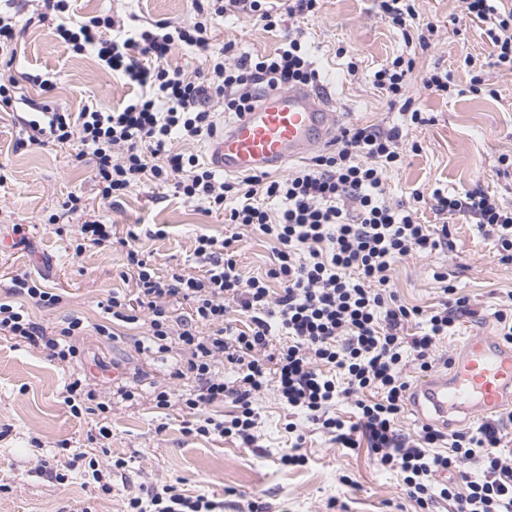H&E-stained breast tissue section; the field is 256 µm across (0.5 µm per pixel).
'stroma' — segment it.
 <instances>
[{
  "instance_id": "1",
  "label": "stroma",
  "mask_w": 512,
  "mask_h": 512,
  "mask_svg": "<svg viewBox=\"0 0 512 512\" xmlns=\"http://www.w3.org/2000/svg\"><path fill=\"white\" fill-rule=\"evenodd\" d=\"M76 17L135 13L140 19L183 25L194 17L193 0H74ZM421 21L437 28L431 45L418 55L408 94L422 111L427 125L409 129L407 138L422 149L409 154L387 179L392 200L411 201L413 191L430 193L441 187L459 195L480 189L512 202V174L498 171L500 154L512 152V76L490 68L484 74L487 94L469 93L471 74L466 55L486 56L488 41L478 23L462 14L461 0H417ZM34 0H0V11L13 16L19 33L12 74H50L55 87L42 92L24 86L26 96L49 100L53 107L80 111L85 105L103 110L118 106L131 88L106 73L93 52L66 50L54 35V21L32 22ZM321 77L334 81L336 125L398 123L397 108L373 85V75L399 54L409 53L402 33L378 7L377 0H323L319 12L298 22ZM234 43L238 52L267 55L280 39L247 19L216 21L211 44L222 49ZM357 73L348 76V64ZM448 72L457 92L442 99L424 93L421 77L427 71ZM0 110V276L27 273L63 293L61 308L30 307L35 322L58 323L67 312L83 316L87 329L79 337L78 369L89 383L101 386L119 379L138 388L141 397L130 405H116L109 423L111 452L128 460L126 469L112 473V492L99 493L87 484L81 470L67 469L65 458L99 455L89 439L91 416L73 417L60 398L68 369L49 361L34 347H18L0 339V512H119L127 496H143L152 487L181 478L188 494H215L224 499V512H236L241 499L255 502L258 512H415L416 504L396 473L379 468L367 447H337L303 416H289L274 391L256 394L261 414L259 445L242 448L232 440L185 434L184 411L178 406L155 408L157 384L173 394L182 386L170 379L172 359L139 351L142 328L130 325L109 341L95 327L104 323L99 301L124 291L123 257L119 250H73L74 229L86 210L101 215L118 235L132 224H163L164 237L142 236L137 248L148 256L158 274L186 267L197 235L219 237L232 233L219 213L187 201L172 186L147 182L112 205L99 202L88 161L78 160L75 148L19 146L21 117ZM82 195L85 211L66 213L69 193ZM59 215L49 223V215ZM422 222L447 225L448 245L430 255L411 254L392 265L391 282L400 300L424 309L439 306L445 297L433 274L447 272L460 294L469 297L476 316L460 320L452 336L436 345L435 368L443 371L459 356L466 337L498 339L496 312L512 292V266L499 262L493 241L474 219L435 213L431 204L419 207ZM30 227L28 246L12 244L11 227ZM295 421V434L284 429ZM165 431H158L159 423ZM304 438L306 466L289 468L280 462L294 435ZM69 443L60 452L57 443Z\"/></svg>"
}]
</instances>
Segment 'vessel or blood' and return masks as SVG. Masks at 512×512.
<instances>
[{"instance_id": "obj_1", "label": "vessel or blood", "mask_w": 512, "mask_h": 512, "mask_svg": "<svg viewBox=\"0 0 512 512\" xmlns=\"http://www.w3.org/2000/svg\"><path fill=\"white\" fill-rule=\"evenodd\" d=\"M335 102L328 89L296 86L269 90L257 105L225 125L208 147V159L227 174L278 171L306 156L330 137L336 126ZM512 404V344L471 336L446 374L419 384L417 411L448 425L450 417L489 418Z\"/></svg>"}]
</instances>
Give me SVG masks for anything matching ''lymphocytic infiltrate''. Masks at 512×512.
Returning <instances> with one entry per match:
<instances>
[{"instance_id":"lymphocytic-infiltrate-1","label":"lymphocytic infiltrate","mask_w":512,"mask_h":512,"mask_svg":"<svg viewBox=\"0 0 512 512\" xmlns=\"http://www.w3.org/2000/svg\"><path fill=\"white\" fill-rule=\"evenodd\" d=\"M36 2L38 21L57 18L55 35L66 49L93 51L103 69L121 74L132 92L109 111L86 106L63 112L20 91L24 82L51 91L49 75L0 73V106L21 103L33 112L23 122L24 145L78 144L92 163L101 203L114 204L146 181L170 182L185 199L223 212L225 223L236 228L222 238L198 235L193 252L198 273L179 269L165 277L135 248L139 225L118 241L111 225L96 217L76 231L78 254L120 245L135 284L133 295L116 293L100 302L102 312L126 324H146L140 348L175 360L171 376L185 391L176 398L155 391L156 408L179 404L187 415L186 433L254 448L259 414L253 397L270 388L289 414L306 416L334 443L351 450L367 444L381 468L402 477L421 512L439 498L454 512H512V444L499 424L447 432L424 423L412 434L400 425L410 389L407 362L429 372L437 342L471 312L468 299L442 272L434 278L448 300L431 310L402 303L390 287L396 259L432 253L448 238L447 231L422 222L421 192H413L414 202L407 206L386 198L388 174L404 164L408 152L420 149L407 142L405 129L429 122L408 94L414 57L397 56L374 74V86L400 103V124L344 128L329 148L284 176L253 173L227 180L197 155L174 150V140L214 139L222 130L221 114L250 111L262 90L310 85L319 73L301 34H286L268 55L242 54L231 43L216 51L210 44L212 20L247 17L274 32L292 18L318 13L321 0H287L283 10L269 0H194V21L179 26L162 20L131 24L114 15L79 20L71 0ZM380 7L403 34H416L420 47L429 46L435 26L420 21L415 0H380ZM463 13L485 24L491 44L487 57L464 59L473 72L470 91L478 94L483 68L512 74V0H463ZM183 44L204 56L206 72L189 76L169 66ZM430 196L437 213L473 217L493 238L499 262L512 265V205L480 189L462 196L436 189ZM245 231L272 246L273 264L265 277L245 275L237 264ZM175 301L189 305V316L174 315ZM62 302V294L40 280L13 276L0 290V338L42 349L61 365L77 362L84 319L69 314L47 327L27 310L31 304L51 310ZM232 303L247 318L245 329L228 319ZM411 324L418 333H407ZM137 395L128 385L102 392L79 372L63 386L61 400L72 416L97 418L102 456L90 458L83 475L101 493H111L113 470L127 466L125 458L111 455L108 417L113 405L135 401ZM346 399L357 417L352 424L334 412ZM227 400L237 408L231 419L194 422L197 411ZM441 444L446 452H438ZM469 462L476 471L466 470ZM121 512H224V504L186 494L174 482L152 488L147 497L126 498Z\"/></svg>"}]
</instances>
